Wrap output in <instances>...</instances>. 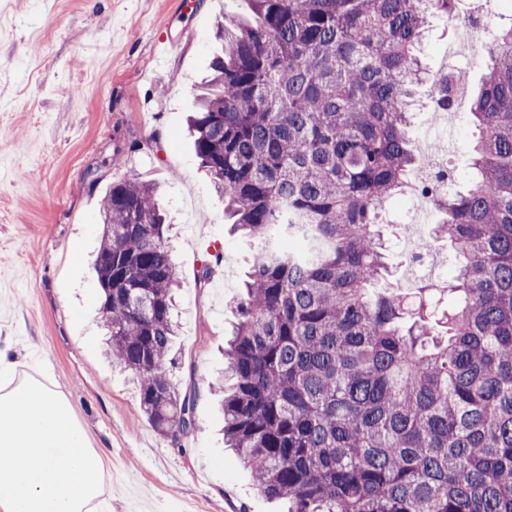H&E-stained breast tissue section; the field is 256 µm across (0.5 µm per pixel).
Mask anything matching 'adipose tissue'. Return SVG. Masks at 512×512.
<instances>
[{"label":"adipose tissue","instance_id":"obj_1","mask_svg":"<svg viewBox=\"0 0 512 512\" xmlns=\"http://www.w3.org/2000/svg\"><path fill=\"white\" fill-rule=\"evenodd\" d=\"M0 348V512H89L102 494V462L75 405L16 377Z\"/></svg>","mask_w":512,"mask_h":512}]
</instances>
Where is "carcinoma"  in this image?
Listing matches in <instances>:
<instances>
[{
  "instance_id": "obj_1",
  "label": "carcinoma",
  "mask_w": 512,
  "mask_h": 512,
  "mask_svg": "<svg viewBox=\"0 0 512 512\" xmlns=\"http://www.w3.org/2000/svg\"><path fill=\"white\" fill-rule=\"evenodd\" d=\"M191 119L224 212L251 248L227 341L224 441L289 512H512V21L492 31L466 187L439 193L434 237L460 262L442 308L375 288L377 226L420 164L415 54L461 0H251ZM95 261L112 362L167 438L194 396L171 377L177 266L156 185L112 183ZM112 288H107V284Z\"/></svg>"
}]
</instances>
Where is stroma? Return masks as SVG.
<instances>
[{
  "label": "stroma",
  "mask_w": 512,
  "mask_h": 512,
  "mask_svg": "<svg viewBox=\"0 0 512 512\" xmlns=\"http://www.w3.org/2000/svg\"><path fill=\"white\" fill-rule=\"evenodd\" d=\"M250 14L249 0H0V342L76 405L102 459L104 512L286 509L224 444L215 382L249 252L187 126L217 22ZM169 37L177 49L157 58ZM462 39L459 23L431 18L419 56L427 71H458L476 86L484 66ZM450 130L427 98L412 106L414 151L427 133L461 174L471 141ZM132 177L159 186L172 225L173 378L195 393V428L178 447L137 413L132 373L105 354L101 201L111 181Z\"/></svg>",
  "instance_id": "stroma-1"
}]
</instances>
